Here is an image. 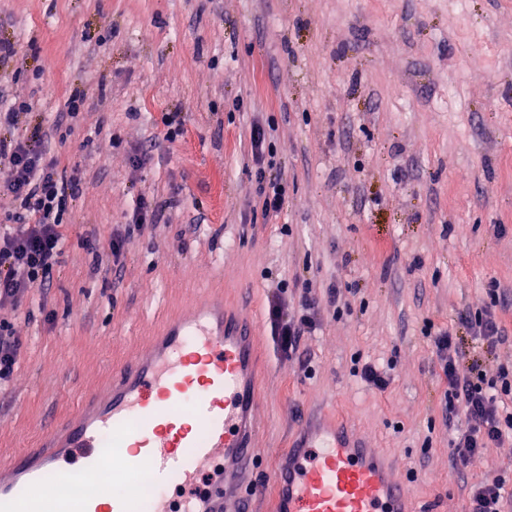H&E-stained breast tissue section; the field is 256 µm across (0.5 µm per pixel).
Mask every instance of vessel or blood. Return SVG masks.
Here are the masks:
<instances>
[{
  "label": "vessel or blood",
  "mask_w": 512,
  "mask_h": 512,
  "mask_svg": "<svg viewBox=\"0 0 512 512\" xmlns=\"http://www.w3.org/2000/svg\"><path fill=\"white\" fill-rule=\"evenodd\" d=\"M256 340L208 296L168 321L148 348L89 395L71 421L0 464V512H244L256 454ZM144 473L154 494H62L72 475ZM276 512H411L398 476L332 425L290 442L273 470Z\"/></svg>",
  "instance_id": "vessel-or-blood-1"
}]
</instances>
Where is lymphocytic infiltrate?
<instances>
[{"mask_svg":"<svg viewBox=\"0 0 512 512\" xmlns=\"http://www.w3.org/2000/svg\"><path fill=\"white\" fill-rule=\"evenodd\" d=\"M27 102L0 105V193L18 204L9 217L8 227H0V305L22 302L31 289L50 283L61 264L70 227L63 221L68 197L78 190L76 177L59 172L56 161L48 158L45 134L40 127L14 135ZM272 146L263 127L250 131V160L258 177L264 214L280 213L286 203V186L272 171ZM499 293H492L490 306L462 314L472 335L494 353L506 338L495 305ZM300 315L288 313L279 297L267 302L266 323L276 350L293 356L302 336L314 331L316 299L310 289L300 296ZM433 353L443 384L444 409L454 434L450 460L456 468H467L481 459L488 449L512 438V365L499 366L488 373L479 361H465L455 336L441 330L432 338ZM465 512H512V469L467 484Z\"/></svg>","mask_w":512,"mask_h":512,"instance_id":"lymphocytic-infiltrate-1","label":"lymphocytic infiltrate"}]
</instances>
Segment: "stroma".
Wrapping results in <instances>:
<instances>
[{
  "instance_id": "1",
  "label": "stroma",
  "mask_w": 512,
  "mask_h": 512,
  "mask_svg": "<svg viewBox=\"0 0 512 512\" xmlns=\"http://www.w3.org/2000/svg\"><path fill=\"white\" fill-rule=\"evenodd\" d=\"M0 40L15 46L0 95L32 104L28 122L80 180L50 285L0 307L23 339L0 389V463L212 294L258 341L251 512H271V472L309 423L361 438L405 478L414 512H462L467 483L512 464L509 441L449 468L427 334L452 329L483 357L458 316L498 286L509 334L485 366L512 363V0H0ZM74 93L85 106L71 119ZM257 123L287 184L269 217L247 158ZM142 197L164 212L140 230ZM114 232L119 270L86 247ZM306 282L319 326L286 358L266 297L283 283L297 303ZM332 285L350 303L338 318ZM367 361L390 364L385 391L359 378Z\"/></svg>"
}]
</instances>
